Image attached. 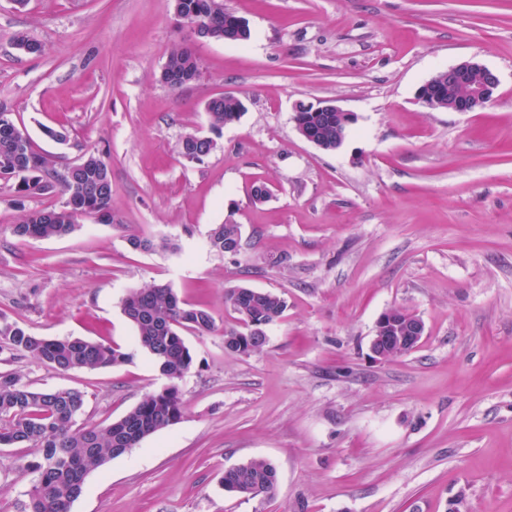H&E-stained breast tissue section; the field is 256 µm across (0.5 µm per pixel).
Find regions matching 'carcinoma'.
I'll use <instances>...</instances> for the list:
<instances>
[{
  "label": "carcinoma",
  "mask_w": 512,
  "mask_h": 512,
  "mask_svg": "<svg viewBox=\"0 0 512 512\" xmlns=\"http://www.w3.org/2000/svg\"><path fill=\"white\" fill-rule=\"evenodd\" d=\"M179 15L189 21L210 24L219 32L236 25L239 16L224 9V0H181ZM166 70L193 79L199 63L187 50L169 53ZM211 128L218 131L228 119L241 115L242 101L236 97H213L206 103ZM313 136L328 150L336 148V115H326L311 126ZM213 151L208 140L183 139L180 153L201 160ZM37 155L32 168L17 166L18 145L0 126V183L17 181L18 192L31 184L48 187L43 175L53 166L50 157ZM84 165L69 177L58 179L63 200L71 211L58 208L32 210L14 225L19 237L48 239L71 233L79 216L112 215V186L106 161L96 153L84 155ZM240 226L232 222L214 225L208 234L211 249L224 252V245L240 239ZM224 303L238 315L239 327L224 331V347L231 352L249 342L256 329H266L283 315L285 299L271 291L246 286L224 290ZM122 311L137 332L141 349L159 372L173 381L151 393L120 419L90 428L76 426L85 404L82 392L74 389L40 390L15 373L0 372V446L35 448L38 458L26 465L35 475L26 512H62V505L82 493L90 472L103 466L122 448L137 447L142 440L177 423L182 401L174 381L194 366V356L182 332L204 335L214 329L210 313L182 300L168 284L131 290L122 301ZM0 343L26 353L38 362L62 371L102 370L129 361L132 353L120 347L79 337L46 339L29 333L17 322L0 323ZM276 470L267 460L252 459L224 472V490L244 497L269 496L276 487Z\"/></svg>",
  "instance_id": "cac0c4a2"
}]
</instances>
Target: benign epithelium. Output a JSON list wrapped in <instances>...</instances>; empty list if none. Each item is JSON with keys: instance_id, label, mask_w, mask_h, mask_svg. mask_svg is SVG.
Instances as JSON below:
<instances>
[{"instance_id": "7a95c632", "label": "benign epithelium", "mask_w": 512, "mask_h": 512, "mask_svg": "<svg viewBox=\"0 0 512 512\" xmlns=\"http://www.w3.org/2000/svg\"><path fill=\"white\" fill-rule=\"evenodd\" d=\"M476 73L481 76V80L473 85L469 95L464 98L453 96L454 89L469 82ZM498 86L499 78L493 71L477 61H465L437 72L419 87L417 98L432 109L445 105L452 112H475L496 101ZM327 112L336 113V122L344 134L356 121L353 113L325 101L311 103L304 110L294 109L293 121L296 129L305 140L317 147L320 143L305 133V127L308 122L316 120ZM377 324L388 327L390 331L388 336L372 337L370 350L373 357L379 360H384L392 354L396 356L401 354L402 349L419 343L424 334V325L395 319L389 310L378 318Z\"/></svg>"}]
</instances>
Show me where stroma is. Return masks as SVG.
<instances>
[{"label":"stroma","instance_id":"stroma-1","mask_svg":"<svg viewBox=\"0 0 512 512\" xmlns=\"http://www.w3.org/2000/svg\"><path fill=\"white\" fill-rule=\"evenodd\" d=\"M244 43L196 39L171 0H0V109L65 168L86 153L112 174V221L80 217L48 240L13 233L62 202L0 184V320L44 338L120 346L129 362L61 371L0 348V371L85 396L79 425L115 420L169 386L121 301L168 283L206 309L185 333L195 363L181 419L86 478L71 512H512V0H224ZM36 43L28 53L16 45ZM190 49L196 81L171 91L168 54ZM476 60L499 78L477 112L416 97L438 71ZM240 98L219 133L206 102ZM354 113L324 151L293 122L298 102ZM64 130L58 143L45 128ZM214 135L202 160L179 152ZM269 187L265 202L254 186ZM240 224L241 249L206 247ZM167 240L140 252L130 237ZM287 308L259 351L233 353L224 291ZM416 314L411 352L372 359L386 310ZM34 449L0 447V512H25ZM271 462L269 496L226 492V470ZM241 232L239 224L225 222L214 225L208 234V243L212 250L224 253V243H235L240 239Z\"/></svg>","mask_w":512,"mask_h":512}]
</instances>
